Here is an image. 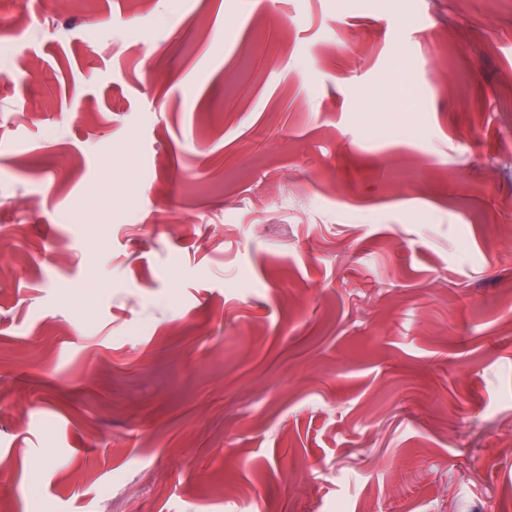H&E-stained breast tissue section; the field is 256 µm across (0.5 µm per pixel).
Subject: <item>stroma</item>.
Masks as SVG:
<instances>
[{
    "label": "stroma",
    "mask_w": 512,
    "mask_h": 512,
    "mask_svg": "<svg viewBox=\"0 0 512 512\" xmlns=\"http://www.w3.org/2000/svg\"><path fill=\"white\" fill-rule=\"evenodd\" d=\"M12 512H512V0H0Z\"/></svg>",
    "instance_id": "1"
}]
</instances>
